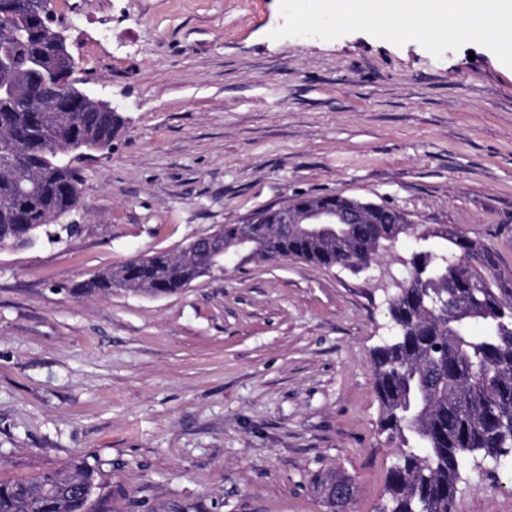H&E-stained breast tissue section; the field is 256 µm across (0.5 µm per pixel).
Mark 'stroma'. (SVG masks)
Segmentation results:
<instances>
[{
	"label": "stroma",
	"mask_w": 512,
	"mask_h": 512,
	"mask_svg": "<svg viewBox=\"0 0 512 512\" xmlns=\"http://www.w3.org/2000/svg\"><path fill=\"white\" fill-rule=\"evenodd\" d=\"M76 78L123 119L79 160L78 234L0 248V481L77 458L91 512H376L397 450L369 273L243 251L182 292L78 297L100 271L294 198L448 225L512 270V68L365 32L271 39L279 0H56ZM454 512H512V463L468 465Z\"/></svg>",
	"instance_id": "stroma-1"
}]
</instances>
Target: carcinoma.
Wrapping results in <instances>:
<instances>
[{
	"label": "carcinoma",
	"instance_id": "cac0c4a2",
	"mask_svg": "<svg viewBox=\"0 0 512 512\" xmlns=\"http://www.w3.org/2000/svg\"><path fill=\"white\" fill-rule=\"evenodd\" d=\"M40 0H0V124L18 136L13 166L0 159V248H30L51 226L78 209L81 185L76 159L99 148L112 152L122 128L116 112L32 113L13 96L27 81L54 78L66 58L65 41L42 33ZM267 220L253 229L245 248L263 258H293L355 274L415 236L416 279L388 300L394 334L373 348L371 367L381 407L380 431L401 453L390 469L378 512H453L465 466L482 458H512V273L480 241L448 225L414 234L399 215L381 209L373 224L331 227L291 224L288 232ZM219 259L154 251L113 265L72 293L110 297L115 292L148 297L174 295L204 276ZM87 462L18 482H0V512H88L98 489Z\"/></svg>",
	"mask_w": 512,
	"mask_h": 512
}]
</instances>
